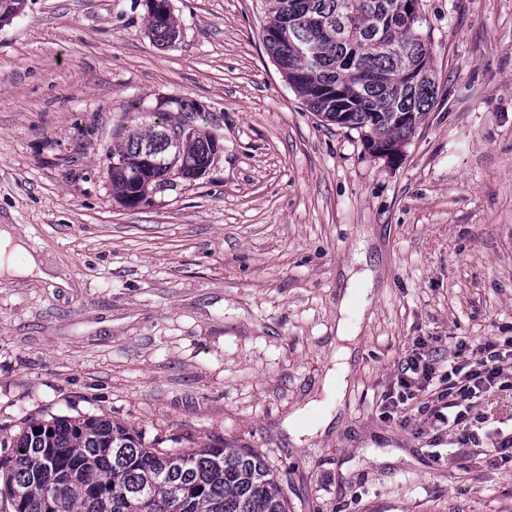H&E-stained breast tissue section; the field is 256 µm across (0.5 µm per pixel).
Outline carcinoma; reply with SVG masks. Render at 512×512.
<instances>
[{"label": "carcinoma", "mask_w": 512, "mask_h": 512, "mask_svg": "<svg viewBox=\"0 0 512 512\" xmlns=\"http://www.w3.org/2000/svg\"><path fill=\"white\" fill-rule=\"evenodd\" d=\"M263 42L289 86L325 121L356 130L370 152L398 157L436 100L431 51L405 0H265ZM147 28L166 47L180 36L169 0H146ZM164 114L137 109L126 138L103 161L112 199L135 208L177 178L175 160L204 169L219 138L174 129ZM152 164H140L145 149ZM0 493L13 512H288L281 482L250 449L203 442L150 448L108 419L32 420L12 444Z\"/></svg>", "instance_id": "1"}]
</instances>
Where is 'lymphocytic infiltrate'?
Here are the masks:
<instances>
[{
    "label": "lymphocytic infiltrate",
    "instance_id": "f902f5d3",
    "mask_svg": "<svg viewBox=\"0 0 512 512\" xmlns=\"http://www.w3.org/2000/svg\"><path fill=\"white\" fill-rule=\"evenodd\" d=\"M446 367L437 366L430 339L417 337L400 361L398 388L385 397L384 407L399 422L409 417L407 403L419 395L430 396L424 411L433 428L460 427L458 443L464 448L483 445L484 417L471 412L487 393L512 391V339L484 337L459 339Z\"/></svg>",
    "mask_w": 512,
    "mask_h": 512
}]
</instances>
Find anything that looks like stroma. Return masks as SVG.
Returning <instances> with one entry per match:
<instances>
[{
  "label": "stroma",
  "instance_id": "obj_1",
  "mask_svg": "<svg viewBox=\"0 0 512 512\" xmlns=\"http://www.w3.org/2000/svg\"><path fill=\"white\" fill-rule=\"evenodd\" d=\"M26 0L0 26V460L27 420L107 417L155 448L260 453L288 512H512V458L429 453L381 396L414 338L512 336V0H421L437 99L400 160L325 122L268 54L264 0ZM190 100L195 111H179ZM217 135L200 179L135 208L102 159L132 105ZM375 286L343 393L341 272ZM326 432L294 439L299 410ZM169 0H148L147 28L158 45L167 47L180 36L170 12Z\"/></svg>",
  "mask_w": 512,
  "mask_h": 512
}]
</instances>
